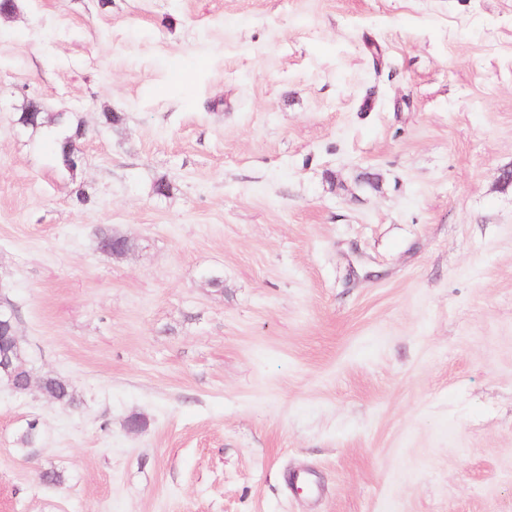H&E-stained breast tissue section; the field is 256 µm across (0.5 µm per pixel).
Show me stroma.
Masks as SVG:
<instances>
[{
    "instance_id": "1",
    "label": "stroma",
    "mask_w": 512,
    "mask_h": 512,
    "mask_svg": "<svg viewBox=\"0 0 512 512\" xmlns=\"http://www.w3.org/2000/svg\"><path fill=\"white\" fill-rule=\"evenodd\" d=\"M17 5L0 299L80 405L0 385V512H512V0ZM19 110H25L30 114L29 117L31 125L25 130L30 131L31 135L40 133L43 128H49L58 124L60 119L63 117V113L51 116L46 115L43 112L42 106L36 99H27L23 102Z\"/></svg>"
}]
</instances>
